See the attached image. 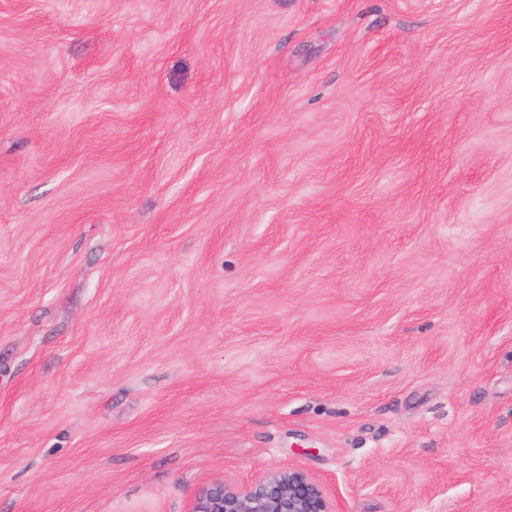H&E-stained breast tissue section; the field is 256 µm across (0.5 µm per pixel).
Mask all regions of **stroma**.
Listing matches in <instances>:
<instances>
[{
  "instance_id": "1",
  "label": "stroma",
  "mask_w": 512,
  "mask_h": 512,
  "mask_svg": "<svg viewBox=\"0 0 512 512\" xmlns=\"http://www.w3.org/2000/svg\"><path fill=\"white\" fill-rule=\"evenodd\" d=\"M512 512V0H0V512ZM326 488L297 469L268 470L251 484L217 479L202 487L189 512H336Z\"/></svg>"
}]
</instances>
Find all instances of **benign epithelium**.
I'll return each mask as SVG.
<instances>
[{
  "label": "benign epithelium",
  "mask_w": 512,
  "mask_h": 512,
  "mask_svg": "<svg viewBox=\"0 0 512 512\" xmlns=\"http://www.w3.org/2000/svg\"><path fill=\"white\" fill-rule=\"evenodd\" d=\"M189 512H336V502L308 473L277 469L247 486L214 480L200 489Z\"/></svg>",
  "instance_id": "obj_1"
}]
</instances>
